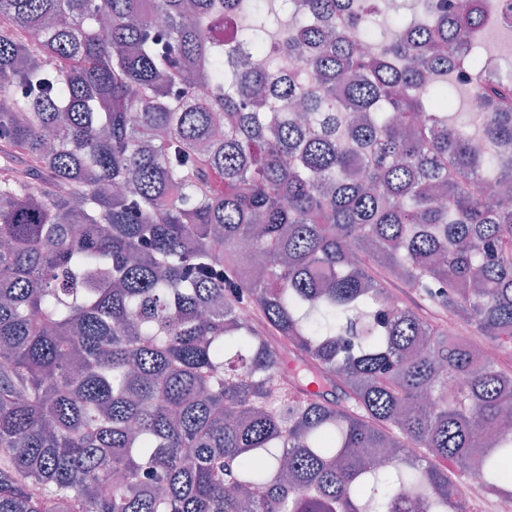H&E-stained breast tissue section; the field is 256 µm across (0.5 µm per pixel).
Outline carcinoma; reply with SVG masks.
<instances>
[{
	"mask_svg": "<svg viewBox=\"0 0 512 512\" xmlns=\"http://www.w3.org/2000/svg\"><path fill=\"white\" fill-rule=\"evenodd\" d=\"M422 2L0 0V512L512 495V371L387 288L512 338V6ZM488 50L492 56L504 59V64H508L509 70L511 62L507 63V57L512 55V32L500 27H490L486 35ZM388 287L393 291L400 294L402 302L409 306L410 308L417 311L421 316L426 318L429 322L433 324V326L442 331L447 332L448 330H456L459 333H463L464 329L460 327L458 324L450 325L448 323V315L443 313L441 310L437 308L431 307L428 303L423 301L418 295L412 293L407 288H404L401 284L397 282H390ZM393 292V297L395 299L399 298V295Z\"/></svg>",
	"mask_w": 512,
	"mask_h": 512,
	"instance_id": "carcinoma-1",
	"label": "carcinoma"
}]
</instances>
